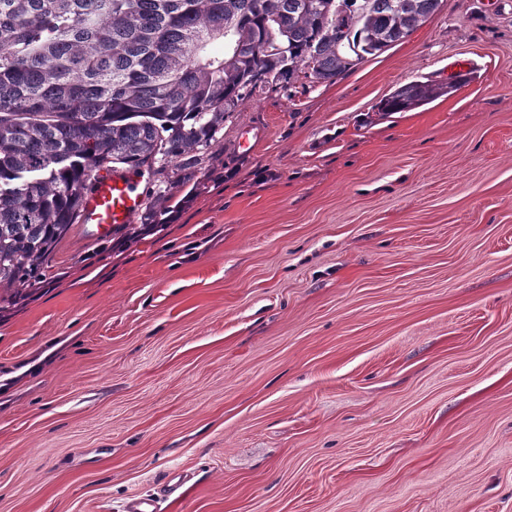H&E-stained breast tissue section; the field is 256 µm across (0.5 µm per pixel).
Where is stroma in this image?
I'll return each mask as SVG.
<instances>
[{
    "label": "stroma",
    "instance_id": "35a3bbf8",
    "mask_svg": "<svg viewBox=\"0 0 512 512\" xmlns=\"http://www.w3.org/2000/svg\"><path fill=\"white\" fill-rule=\"evenodd\" d=\"M198 179L139 241L74 226L0 313V512L173 468L164 512H512V0L256 89ZM461 85L458 79H452L448 83H436L433 81H412L395 89L379 105L378 109L383 113L409 112L434 100L450 96Z\"/></svg>",
    "mask_w": 512,
    "mask_h": 512
}]
</instances>
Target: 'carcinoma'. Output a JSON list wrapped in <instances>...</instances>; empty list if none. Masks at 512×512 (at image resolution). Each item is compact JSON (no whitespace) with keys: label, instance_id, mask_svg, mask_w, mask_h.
I'll list each match as a JSON object with an SVG mask.
<instances>
[{"label":"carcinoma","instance_id":"carcinoma-1","mask_svg":"<svg viewBox=\"0 0 512 512\" xmlns=\"http://www.w3.org/2000/svg\"><path fill=\"white\" fill-rule=\"evenodd\" d=\"M439 0H0V312L39 290L97 171L153 181L136 241L198 188L224 121L305 70L332 81L408 37ZM461 85L412 81L379 111Z\"/></svg>","mask_w":512,"mask_h":512}]
</instances>
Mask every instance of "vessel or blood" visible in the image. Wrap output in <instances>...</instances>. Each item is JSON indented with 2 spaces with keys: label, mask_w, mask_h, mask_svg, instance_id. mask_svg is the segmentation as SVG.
Returning a JSON list of instances; mask_svg holds the SVG:
<instances>
[{
  "label": "vessel or blood",
  "mask_w": 512,
  "mask_h": 512,
  "mask_svg": "<svg viewBox=\"0 0 512 512\" xmlns=\"http://www.w3.org/2000/svg\"><path fill=\"white\" fill-rule=\"evenodd\" d=\"M140 175L123 169L97 172L87 193L81 222L99 239L111 236L116 227L132 223L143 206ZM187 481L183 472L170 471L154 492L129 498L123 512H161L166 499L179 494Z\"/></svg>",
  "instance_id": "obj_1"
}]
</instances>
